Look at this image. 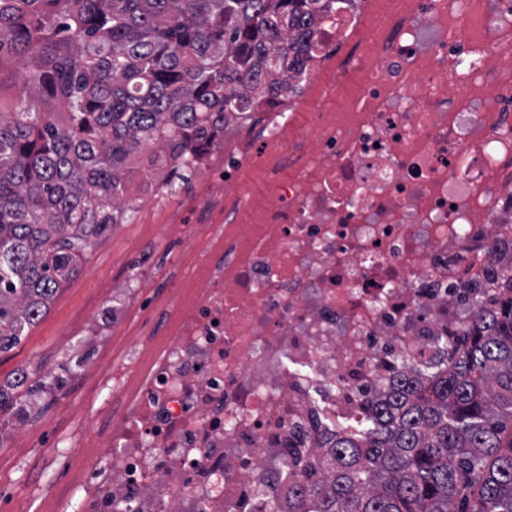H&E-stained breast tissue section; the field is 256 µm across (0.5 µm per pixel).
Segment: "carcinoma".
Wrapping results in <instances>:
<instances>
[{
    "label": "carcinoma",
    "instance_id": "cac0c4a2",
    "mask_svg": "<svg viewBox=\"0 0 512 512\" xmlns=\"http://www.w3.org/2000/svg\"><path fill=\"white\" fill-rule=\"evenodd\" d=\"M321 0H0V59L22 58L27 98L0 112V354L46 314L60 282L130 218L133 175L177 162L168 193L217 145L224 114L299 64ZM445 370L398 378L336 426L319 475L288 464V512H512V298L479 311ZM22 369L0 423L23 421Z\"/></svg>",
    "mask_w": 512,
    "mask_h": 512
}]
</instances>
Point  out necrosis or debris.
I'll list each match as a JSON object with an SVG mask.
<instances>
[{
  "label": "necrosis or debris",
  "instance_id": "obj_1",
  "mask_svg": "<svg viewBox=\"0 0 512 512\" xmlns=\"http://www.w3.org/2000/svg\"><path fill=\"white\" fill-rule=\"evenodd\" d=\"M311 29L303 80L353 75V98L304 132L291 91L227 113L197 164L223 220L148 228L187 244L163 333L86 319L109 356L83 377L112 413L44 512H288L291 453L417 375L484 289L512 296V0H339ZM258 124L272 190L242 222Z\"/></svg>",
  "mask_w": 512,
  "mask_h": 512
}]
</instances>
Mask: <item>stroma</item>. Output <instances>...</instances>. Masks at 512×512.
Returning <instances> with one entry per match:
<instances>
[{
    "mask_svg": "<svg viewBox=\"0 0 512 512\" xmlns=\"http://www.w3.org/2000/svg\"><path fill=\"white\" fill-rule=\"evenodd\" d=\"M158 194L157 185H141L143 203L133 217L114 226L95 245L79 273L62 283L47 314L18 347L0 356L2 386L22 367L36 381L58 373L60 364L69 368L62 386L38 392L39 408L22 423L32 434L30 447L14 448L8 438L0 442V512H17L24 500L38 506L50 490L68 495L69 473L84 462L74 432L80 427L95 430L104 416L102 403L92 401L90 386L80 374L83 360L95 354L85 344L84 316L90 309L102 311L109 305L98 290L99 282L127 278L142 267L149 269L152 280L132 306L129 318L147 335L161 326V317L152 307L153 296L168 289L183 247L177 242L156 245L144 230L147 225L168 224L186 215L195 224L208 223L211 200L196 176L188 188L167 197L160 208L152 204Z\"/></svg>",
    "mask_w": 512,
    "mask_h": 512,
    "instance_id": "obj_1",
    "label": "stroma"
}]
</instances>
